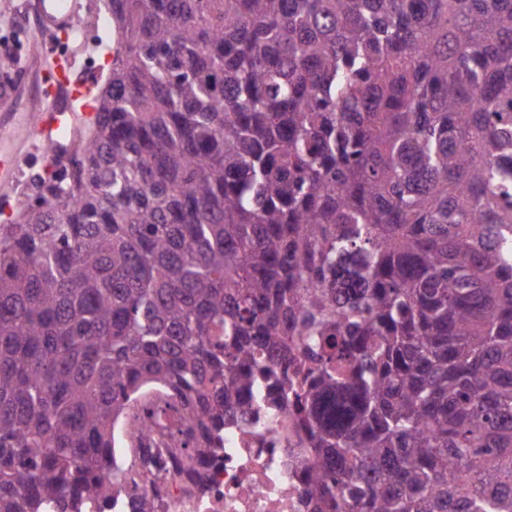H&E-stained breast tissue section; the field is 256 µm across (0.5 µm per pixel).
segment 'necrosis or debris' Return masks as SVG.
Instances as JSON below:
<instances>
[{
    "label": "necrosis or debris",
    "mask_w": 512,
    "mask_h": 512,
    "mask_svg": "<svg viewBox=\"0 0 512 512\" xmlns=\"http://www.w3.org/2000/svg\"><path fill=\"white\" fill-rule=\"evenodd\" d=\"M169 421L150 413L121 422L113 466L139 469L149 478L88 512H135V501L149 495L155 512H308L301 479L314 458L266 406L251 403L242 422L225 427L224 445L204 456L196 477H188L180 451L164 447Z\"/></svg>",
    "instance_id": "obj_1"
}]
</instances>
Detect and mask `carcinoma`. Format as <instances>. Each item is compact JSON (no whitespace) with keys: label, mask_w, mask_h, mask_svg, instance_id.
<instances>
[{"label":"carcinoma","mask_w":512,"mask_h":512,"mask_svg":"<svg viewBox=\"0 0 512 512\" xmlns=\"http://www.w3.org/2000/svg\"><path fill=\"white\" fill-rule=\"evenodd\" d=\"M92 131L0 224V512L266 399L312 512H512V0H108Z\"/></svg>","instance_id":"obj_1"}]
</instances>
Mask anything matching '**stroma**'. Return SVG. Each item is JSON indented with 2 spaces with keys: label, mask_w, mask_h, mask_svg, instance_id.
<instances>
[{
  "label": "stroma",
  "mask_w": 512,
  "mask_h": 512,
  "mask_svg": "<svg viewBox=\"0 0 512 512\" xmlns=\"http://www.w3.org/2000/svg\"><path fill=\"white\" fill-rule=\"evenodd\" d=\"M78 14L95 29L91 43L62 46L49 42L38 26L34 0H0V76L9 75V99L0 105V143L14 157V173L9 188H0V208L13 215L20 197L33 194L38 178L46 176L49 163L43 146H23L13 132L24 120L40 81L51 70L56 55L72 57L74 78L94 83L106 80L112 58L110 26H96L99 9L107 0H77Z\"/></svg>",
  "instance_id": "stroma-1"
}]
</instances>
